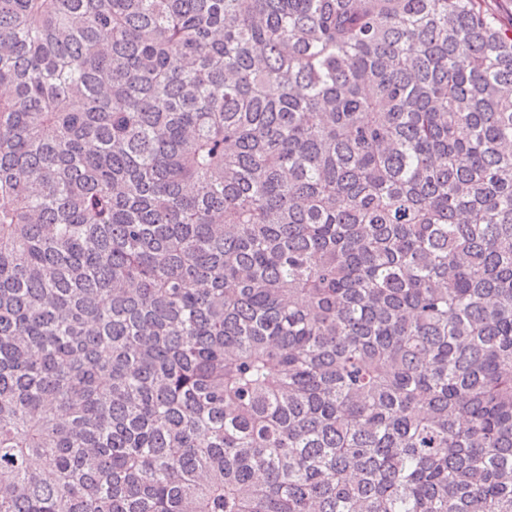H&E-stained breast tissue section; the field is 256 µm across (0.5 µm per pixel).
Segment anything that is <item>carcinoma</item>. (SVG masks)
<instances>
[{
  "label": "carcinoma",
  "instance_id": "cac0c4a2",
  "mask_svg": "<svg viewBox=\"0 0 512 512\" xmlns=\"http://www.w3.org/2000/svg\"><path fill=\"white\" fill-rule=\"evenodd\" d=\"M482 2L0 0V512H512Z\"/></svg>",
  "mask_w": 512,
  "mask_h": 512
}]
</instances>
